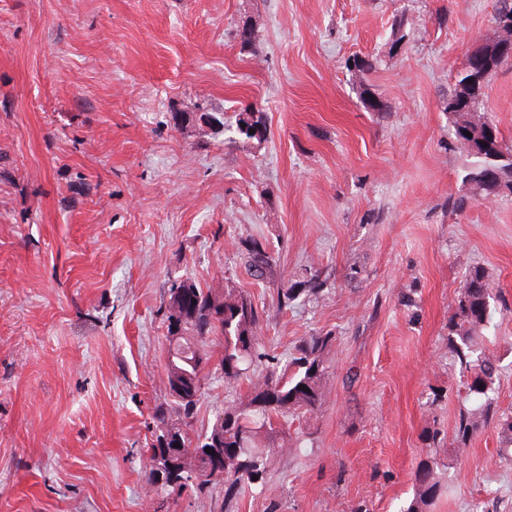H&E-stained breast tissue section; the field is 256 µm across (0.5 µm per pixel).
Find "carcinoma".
Returning a JSON list of instances; mask_svg holds the SVG:
<instances>
[{"label": "carcinoma", "mask_w": 512, "mask_h": 512, "mask_svg": "<svg viewBox=\"0 0 512 512\" xmlns=\"http://www.w3.org/2000/svg\"><path fill=\"white\" fill-rule=\"evenodd\" d=\"M484 80L473 72L462 69L453 89L448 93L446 111L452 116L455 140L471 158L464 181L492 199L502 191L501 184L487 175L490 167H501V158H512V149L506 146L498 127L482 112ZM195 125L205 136L225 129L224 113L201 112L195 115ZM266 127L263 114L257 110L236 113V132L248 139L257 138L250 130ZM471 136H466V133ZM244 251L254 267L267 263L262 244L257 240L245 243ZM324 281L315 275L305 282V287L282 291L283 302L296 299V293L317 295ZM491 288L480 267L470 269L458 286L457 311L448 333V349L465 368L469 369L467 381L469 394L484 399L481 413L459 415L456 439L465 446L473 434L493 416L497 420L504 451L512 452V416L499 417L491 410L489 393L498 378L495 359L478 347L477 330L484 326L491 315ZM166 320L169 333L178 336V349L169 353L168 374L185 382L200 379L204 354L198 353L212 336L224 337V356L221 360L224 380L231 384L247 375L255 361L262 357L257 343H246L254 337L259 324V314L252 302L233 290L219 296L189 282L174 284L169 289ZM333 344V337L310 336L301 341L290 360L281 370H272L263 379L253 383L251 397L244 406L228 404L215 415L204 434L192 439L177 423L159 419L155 453H163L164 433H174L193 448V455L184 465L169 472L152 468L154 482L161 483L160 490L172 494L185 488L202 493L217 485H225L231 492L243 484L265 482L267 457L255 448L259 426L276 418L305 417L317 413L324 401L325 354ZM306 386V390L299 386ZM216 433L224 434V471L200 480L193 472L205 466L211 455L205 451V442ZM416 498L404 512H424V507L439 495L441 483L434 463L420 464L415 474Z\"/></svg>", "instance_id": "1"}]
</instances>
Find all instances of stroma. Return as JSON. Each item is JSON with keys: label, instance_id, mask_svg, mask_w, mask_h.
Listing matches in <instances>:
<instances>
[{"label": "stroma", "instance_id": "obj_1", "mask_svg": "<svg viewBox=\"0 0 512 512\" xmlns=\"http://www.w3.org/2000/svg\"><path fill=\"white\" fill-rule=\"evenodd\" d=\"M498 6L0 0V512H405L430 456L443 488L426 512H512L495 425L456 441L479 403L448 349L459 281L481 267L478 342L499 366L493 407L512 415V194L463 183L445 109ZM246 20L252 52L234 36ZM356 57L375 70L350 69ZM249 105L264 141L184 120ZM483 107L512 145V63ZM250 239L272 257L260 276ZM313 274L320 296L281 305ZM183 280L247 296L276 361L334 338L321 410L263 440L265 486L169 495L152 481L158 413L197 434L251 393L225 384L212 337L193 418L173 409L165 312Z\"/></svg>", "mask_w": 512, "mask_h": 512}]
</instances>
